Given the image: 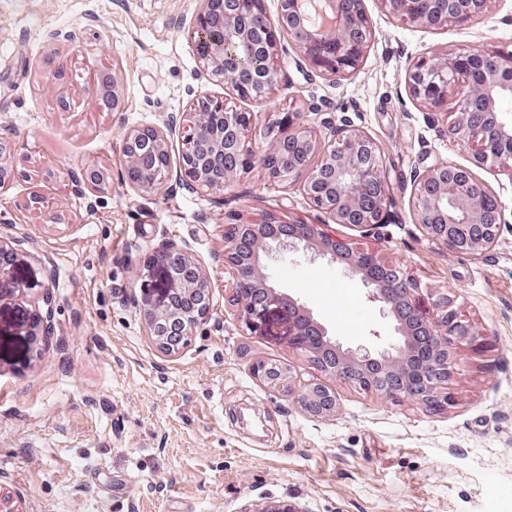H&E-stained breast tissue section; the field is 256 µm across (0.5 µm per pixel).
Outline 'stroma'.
I'll return each instance as SVG.
<instances>
[{
    "label": "stroma",
    "instance_id": "35a3bbf8",
    "mask_svg": "<svg viewBox=\"0 0 512 512\" xmlns=\"http://www.w3.org/2000/svg\"><path fill=\"white\" fill-rule=\"evenodd\" d=\"M361 4L372 38L353 74L322 75L284 43L277 88L233 105L256 133L293 111L308 113L323 143L327 124L346 117L368 133L391 188L379 247L418 279L423 303L447 294L482 339L460 350L445 408L330 378L336 408L316 417L253 375L260 361L302 380L317 372L227 305L223 233L238 212L309 224L317 212L258 165L221 193L168 190L185 112L227 92L188 43L195 0H0V166L10 173L0 238L20 245L43 282L27 297L41 319L35 340L0 356V494L21 512H257L282 498L303 512H512V172H476L505 204L491 249L452 257L423 238L412 169L425 154L465 164L470 152L405 84L437 50L512 53V0H492L463 28L412 27L382 0ZM109 70L125 87L119 112L96 97ZM145 126L167 128L170 153L166 189L149 194L123 181L124 137ZM88 165L104 182L82 192L75 175ZM33 193L43 207L27 208ZM168 240L203 262L213 293L209 321L175 355L158 349L135 305L138 259ZM264 272L343 346L397 343L341 265L284 252Z\"/></svg>",
    "mask_w": 512,
    "mask_h": 512
}]
</instances>
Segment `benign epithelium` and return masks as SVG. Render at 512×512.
I'll use <instances>...</instances> for the list:
<instances>
[{
  "mask_svg": "<svg viewBox=\"0 0 512 512\" xmlns=\"http://www.w3.org/2000/svg\"><path fill=\"white\" fill-rule=\"evenodd\" d=\"M225 9L224 0H199L187 30L194 51L213 75L224 80L237 95L263 102L279 84L276 47L294 46L319 72L343 77L362 60L370 40L348 39V30L370 31L363 14L350 15L345 0H278L277 24H272L259 0H235ZM397 17H410L421 26L449 21L467 25L480 20L489 0H383ZM465 55L472 75L461 82L457 58ZM409 96L431 107L432 115L448 116V138L473 142L469 165L426 157L413 173L415 203L412 221L421 235L450 256H477L499 238L505 223L501 199L488 191L473 169L512 171V116L501 110L504 97L512 95V54H433L412 65L407 74ZM99 105L119 112L124 108V86L116 73L96 79ZM453 98L467 111L480 112L483 123L475 128L460 125L452 113L441 112ZM269 143L249 137V116L231 110L209 96L196 100L182 136L180 181L206 191H222L231 181L215 166V159L232 154L240 159L235 176L253 165L262 166L274 183L300 181L299 190L311 207L324 215L320 224L267 215L260 221L232 215L224 225V268L233 274L235 288L226 299L248 330L269 336L308 359L327 376L350 382L390 398H409L424 406L449 402L446 393L454 366V351L480 333L465 314L441 295L428 308L419 302L420 283L385 260L374 248L364 253L353 242L336 236L333 226L349 225L370 235L386 224L389 180L384 159L373 139L345 119L331 128L330 140L318 150L314 131L303 114L288 112L276 129L265 134ZM319 163L311 164L316 152ZM150 157L156 170L144 172L140 161ZM125 184L151 193L163 185L170 164L168 136L160 127L131 129L124 139ZM375 184L381 193L366 212L354 208L364 184ZM275 249L310 253L341 264L357 273L367 290V300L385 319L396 321L402 343L373 351L360 343L346 349L329 336L327 327L304 311L290 294L267 283L262 260ZM145 279L137 299L138 312L157 347L175 354L189 336L205 324L211 311L212 284L204 264L185 247L166 241L144 258ZM44 287L37 272L25 262L11 241L0 239V351L19 350L35 335L33 311L25 306L27 292ZM429 336L426 352L428 374L424 384L411 388L401 383L405 362L417 349L419 337ZM260 382L291 398L312 416L336 407L334 392L316 379L298 381L285 364H265L255 374ZM256 512H302L287 499L268 501Z\"/></svg>",
  "mask_w": 512,
  "mask_h": 512,
  "instance_id": "obj_1",
  "label": "benign epithelium"
}]
</instances>
